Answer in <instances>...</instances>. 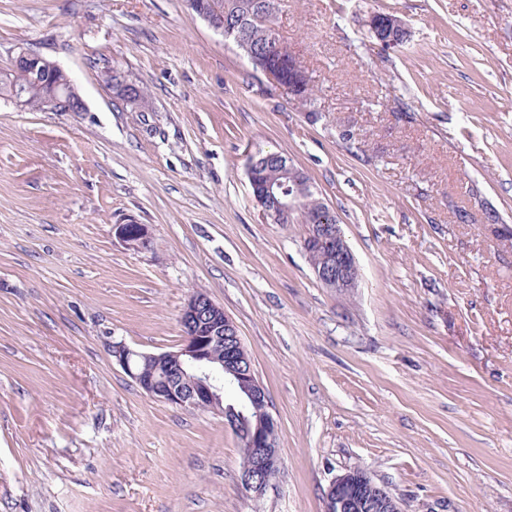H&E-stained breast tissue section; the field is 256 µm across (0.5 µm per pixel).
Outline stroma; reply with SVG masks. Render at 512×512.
Listing matches in <instances>:
<instances>
[{
	"label": "stroma",
	"instance_id": "35a3bbf8",
	"mask_svg": "<svg viewBox=\"0 0 512 512\" xmlns=\"http://www.w3.org/2000/svg\"><path fill=\"white\" fill-rule=\"evenodd\" d=\"M376 11L408 42L381 50ZM274 26L311 107L185 0H0V69L37 52L87 104L0 99V512H324L350 468L402 512H512V0H281ZM268 151L336 213L351 292L315 278L306 225L262 220L247 165ZM196 292L278 423L259 498L223 415L152 398L112 356L179 348ZM125 78L127 77L122 72L114 69L106 70L102 75L103 82L112 87V92L116 98L126 103V105H130L126 96L129 92L134 93L131 106L140 109V112L149 111L145 88L137 83H128ZM115 232L131 248H142L148 242V230L142 224H119L116 225Z\"/></svg>",
	"mask_w": 512,
	"mask_h": 512
}]
</instances>
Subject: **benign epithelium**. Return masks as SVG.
<instances>
[{"label":"benign epithelium","instance_id":"1","mask_svg":"<svg viewBox=\"0 0 512 512\" xmlns=\"http://www.w3.org/2000/svg\"><path fill=\"white\" fill-rule=\"evenodd\" d=\"M223 11L222 0H209L199 18L215 31L240 40L237 27L224 25ZM368 24L371 30L382 32L384 42L391 46L405 30L403 22L390 15L374 14ZM28 63L40 64L55 80L48 94L49 110L87 111L84 99L58 63L20 50L14 59L15 67ZM248 179L254 199L268 202L260 209V215L276 224L289 219L296 202L311 190L310 184L301 183L293 171L285 182L269 181L252 173ZM115 232L131 248H142L148 242V230L143 224H118ZM304 250L309 257L318 256L311 268L325 287L340 292L357 287L359 267L340 225H312ZM180 322L184 340L178 350L147 353L115 342L112 357L148 395L184 409L218 412L234 430L242 431L241 451L248 464L240 470V484L245 492L260 497L281 468L278 424L269 412L265 388L255 374L237 326L223 307L197 293L188 299ZM324 501L325 512H401L390 492L356 468L331 481Z\"/></svg>","mask_w":512,"mask_h":512}]
</instances>
